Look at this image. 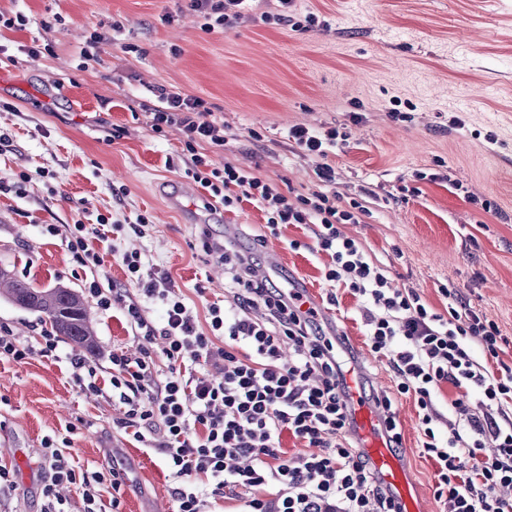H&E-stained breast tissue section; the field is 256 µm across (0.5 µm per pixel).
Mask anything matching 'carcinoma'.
Here are the masks:
<instances>
[{
  "mask_svg": "<svg viewBox=\"0 0 512 512\" xmlns=\"http://www.w3.org/2000/svg\"><path fill=\"white\" fill-rule=\"evenodd\" d=\"M0 295L22 309L41 313L55 333L73 345L92 349L94 336L89 312L71 289L58 286L40 291L1 267Z\"/></svg>",
  "mask_w": 512,
  "mask_h": 512,
  "instance_id": "obj_1",
  "label": "carcinoma"
}]
</instances>
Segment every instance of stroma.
Here are the masks:
<instances>
[{
	"label": "stroma",
	"instance_id": "35a3bbf8",
	"mask_svg": "<svg viewBox=\"0 0 512 512\" xmlns=\"http://www.w3.org/2000/svg\"><path fill=\"white\" fill-rule=\"evenodd\" d=\"M266 9L254 0L247 18L207 32L188 0H0L1 14L27 18L23 29L0 31V267L34 287L84 297L96 338L88 359L102 388L81 392L68 362L76 348L66 340L55 359L0 361V465L15 472L0 512H41V441L51 434L69 435L76 465L110 462L119 471L120 491H101L105 512H174L160 455L116 425L123 406L112 396L110 357L139 343L88 286L135 293L122 256L138 251L205 316L229 287L223 263L200 248L205 229L255 255L257 272L336 294L319 320L346 337L366 390L391 395L422 512H441L414 400L397 395L386 359L366 345L360 301L323 279L328 257L310 250L311 225L266 235L256 204L215 210L201 188L189 206L172 204V187L187 181L183 135L175 127L153 133L137 106L156 105L159 87L205 99L224 126L213 162L293 195L320 181L289 128L337 130L327 158L336 202L368 209L342 232L390 287L437 311L448 304L441 286L458 288L497 326L500 358L512 366V0H294L298 15L317 17L306 31L263 21ZM95 30L107 39L82 63ZM140 215L144 236L92 237L101 266L78 264L67 247L69 225L93 228L103 216L129 225ZM50 224L58 235L47 233ZM293 240L303 249H291ZM1 327L31 343L50 325L0 297Z\"/></svg>",
	"mask_w": 512,
	"mask_h": 512
}]
</instances>
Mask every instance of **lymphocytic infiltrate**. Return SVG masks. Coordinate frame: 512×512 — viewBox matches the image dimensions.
I'll list each match as a JSON object with an SVG mask.
<instances>
[{
  "mask_svg": "<svg viewBox=\"0 0 512 512\" xmlns=\"http://www.w3.org/2000/svg\"><path fill=\"white\" fill-rule=\"evenodd\" d=\"M246 2L189 0V6L211 31L241 20ZM158 98L159 106L149 112L152 131L181 128L189 155L185 174L215 203L230 212L241 202H256L273 232L282 224L315 225V249L330 258L324 279L362 300L368 345L386 358L399 393L414 397L421 453L435 467L442 512H512V501L497 493L512 485V367L492 371L486 365L499 356L497 327L457 289H444L449 304L441 314L417 293L389 287L382 268L340 230L365 214L360 202L341 208L325 190L292 199L244 169L216 165L197 151L202 143L224 148V128L210 104L163 88ZM288 137L303 155L317 159L320 181L331 183L327 157L336 132L294 126ZM201 246L223 261L233 290L232 305H209L207 330L199 329L196 312L170 275L141 253L123 256L138 297L123 288H90L103 308L121 310L138 337L164 343L163 370L147 349L135 356L113 353L110 383L123 406L118 427L161 455L177 512H207L212 500L239 489L245 493L243 512H401L351 441L347 361L335 336L325 333L314 310L303 309L299 293L257 277L253 256L207 234ZM147 299L162 305V325L148 321ZM211 364L221 366V378H211ZM445 384L462 390L454 405L467 416L449 424L442 438L433 423L435 396ZM286 434L303 442L304 452L289 457L281 441ZM42 454L48 470L42 512H66L59 494L65 484L81 485L84 512H101V485L121 487L115 469L77 466L53 437H44Z\"/></svg>",
  "mask_w": 512,
  "mask_h": 512,
  "instance_id": "1",
  "label": "lymphocytic infiltrate"
}]
</instances>
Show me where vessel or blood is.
<instances>
[{"instance_id": "obj_1", "label": "vessel or blood", "mask_w": 512, "mask_h": 512, "mask_svg": "<svg viewBox=\"0 0 512 512\" xmlns=\"http://www.w3.org/2000/svg\"><path fill=\"white\" fill-rule=\"evenodd\" d=\"M344 382L353 429L361 447L370 456L377 477L392 490L402 512H421L420 500L408 478L406 467L388 443L385 412L375 402L362 396V371L350 369L345 374Z\"/></svg>"}]
</instances>
